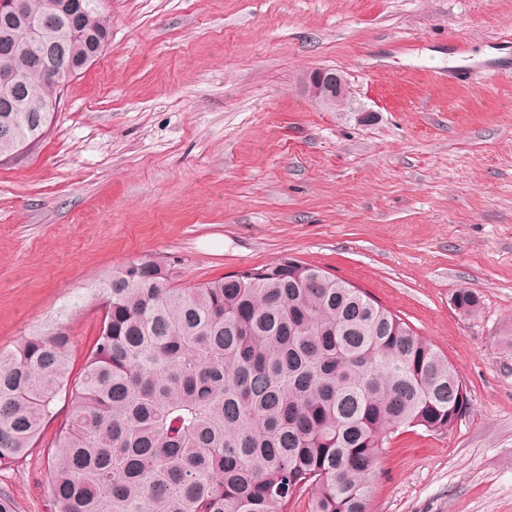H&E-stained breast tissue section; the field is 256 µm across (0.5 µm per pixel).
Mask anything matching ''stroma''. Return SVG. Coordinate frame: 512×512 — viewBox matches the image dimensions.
<instances>
[{
    "label": "stroma",
    "mask_w": 512,
    "mask_h": 512,
    "mask_svg": "<svg viewBox=\"0 0 512 512\" xmlns=\"http://www.w3.org/2000/svg\"><path fill=\"white\" fill-rule=\"evenodd\" d=\"M108 45L60 93L46 142L0 165V349L153 256L189 287L290 256L363 288L455 367L445 433H396L372 512H512V0H105ZM347 78L352 112L308 99ZM477 293L476 314L451 297ZM48 424L0 469L50 512ZM306 85L312 101L327 111H343L352 99L348 80L336 70L315 68L306 75Z\"/></svg>",
    "instance_id": "1"
}]
</instances>
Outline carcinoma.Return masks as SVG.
<instances>
[{"instance_id":"carcinoma-1","label":"carcinoma","mask_w":512,"mask_h":512,"mask_svg":"<svg viewBox=\"0 0 512 512\" xmlns=\"http://www.w3.org/2000/svg\"><path fill=\"white\" fill-rule=\"evenodd\" d=\"M81 0L75 25L1 42L16 100L0 99V161L48 136L61 88L47 47L79 59L110 23ZM102 319L71 376L66 325L0 350V467L25 457L53 405L71 414L50 443L52 512H371L394 432L443 433L467 390L448 359L360 288L288 256L187 288L170 263L130 260L89 288ZM452 303L478 310L461 288Z\"/></svg>"}]
</instances>
